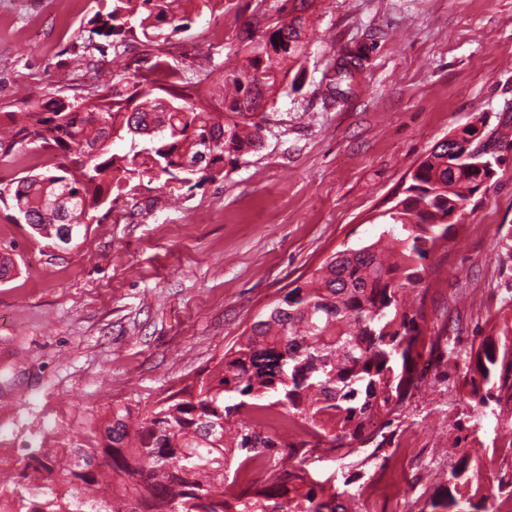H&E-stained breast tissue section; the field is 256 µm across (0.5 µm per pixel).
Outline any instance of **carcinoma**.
I'll return each instance as SVG.
<instances>
[{
	"label": "carcinoma",
	"instance_id": "obj_1",
	"mask_svg": "<svg viewBox=\"0 0 512 512\" xmlns=\"http://www.w3.org/2000/svg\"><path fill=\"white\" fill-rule=\"evenodd\" d=\"M280 18L250 43L246 64L219 74L225 111L187 101L176 91L178 70L156 61L147 73L112 78L105 94L93 88L63 100L30 103L20 121L0 138V158L15 147L50 149L57 168L24 176L0 188V203L26 209L29 227L54 247L62 224L66 248L88 234L95 213L129 195L144 181L163 186L198 185L224 177L226 166L261 146L259 108L272 92L277 68L298 61L304 46V12L279 0ZM210 0H97L89 34L78 54L79 71L97 70L99 58L126 53L130 41L149 48L165 34L188 28V7ZM362 57L348 52L336 67L331 99L354 91ZM167 71L170 86L155 87L152 71ZM126 143L117 153L112 145ZM496 132L478 152L484 164L500 161ZM483 179L473 166L448 163L442 141L420 162L404 196L388 212L392 244L375 241L340 251L288 290L264 318L253 323L208 375L173 394V400L131 425L118 409L101 428L105 447L33 448L17 463L55 475L62 484L81 482L78 493L14 492L0 512H84L81 497L106 484L112 512H358L356 495L307 469L305 448L322 443L345 450L366 434L390 426L416 381L423 357L436 364L463 362L459 376L473 425L492 415L490 445L469 448L468 436L452 443L457 456L448 485L433 507L441 512H490L512 501V324L471 343L425 335L428 255L442 247L456 225L454 213ZM65 198L64 223H59ZM233 397L239 402L229 405ZM248 407L300 422L306 439L290 442L263 420L236 419ZM103 452L106 471L91 467ZM262 474L261 484L254 476Z\"/></svg>",
	"mask_w": 512,
	"mask_h": 512
}]
</instances>
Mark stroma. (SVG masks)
Listing matches in <instances>:
<instances>
[{
    "mask_svg": "<svg viewBox=\"0 0 512 512\" xmlns=\"http://www.w3.org/2000/svg\"><path fill=\"white\" fill-rule=\"evenodd\" d=\"M278 0H211L157 48L194 78L186 92L224 105L213 65L243 60L246 32L278 18ZM95 0H0V122L65 97ZM361 48L357 92L327 85L339 54ZM261 148L223 179L169 193L147 183L57 251L0 204V458L30 448H99L114 409L149 412L207 375L290 284L327 257L378 240L432 148L469 122L498 130L502 163L468 201L429 263V335L461 347L512 310L502 266L512 244V0H314L299 62L263 109ZM45 152L0 159V184L53 168ZM457 370L420 362L417 389L382 448L312 450L309 470L351 476L370 512L432 503L454 464L444 450L465 408Z\"/></svg>",
    "mask_w": 512,
    "mask_h": 512,
    "instance_id": "1",
    "label": "stroma"
}]
</instances>
